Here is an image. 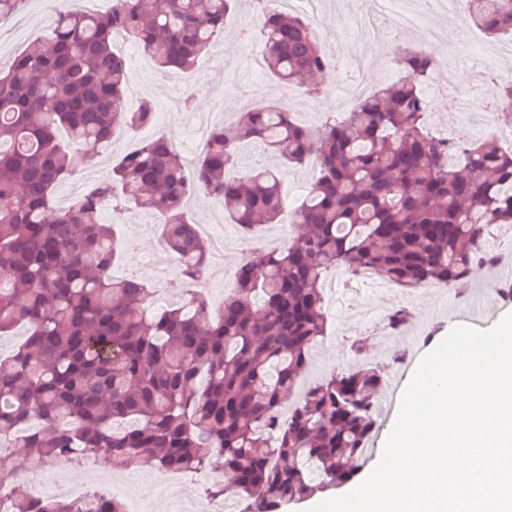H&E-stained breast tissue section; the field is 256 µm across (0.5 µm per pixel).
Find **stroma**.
<instances>
[{"label":"stroma","instance_id":"1","mask_svg":"<svg viewBox=\"0 0 512 512\" xmlns=\"http://www.w3.org/2000/svg\"><path fill=\"white\" fill-rule=\"evenodd\" d=\"M359 2L312 0V6L320 16L317 32L320 43L330 53L340 45L348 46L350 52L338 67L310 77V84L319 86L322 94L312 99L310 107L293 108L292 113L300 123L320 128L326 103L340 97L353 76L363 75L366 83L376 88L400 75L397 63L389 62L386 47L367 36ZM51 9L50 0H27L24 10L14 20L0 21L1 70L8 69L14 57L25 50L31 40L49 35L45 17ZM253 15L250 0H244L240 11L227 19L224 34L214 51L203 55L188 72L175 70L163 74L153 63L139 64L136 45L118 41L115 50L127 59L131 79L140 86L138 99L128 100V107H137L139 100L149 99L154 101L159 116L155 124L138 131L137 135H120L106 150L88 152L86 170L95 172L98 178H107L112 159L123 154L134 139L160 135L171 137L183 161L190 162L199 155L193 144V134L209 112L220 108L231 118L246 104L272 102L284 106L287 89L279 87L269 76H255L250 54L239 40L240 31L246 28ZM451 23L466 26L470 19L464 13L435 16L428 27L407 33L408 47L436 60L445 51L460 48V40L449 37L446 31ZM429 109L433 125L454 139L478 138L484 127L483 117L479 114L471 117L455 115L434 100L430 101ZM260 155L258 147H245L240 157L241 167H248L252 159ZM264 158L270 167L280 171L287 206H297L314 179L313 172L307 168L281 167L278 157L273 154ZM102 219L107 224H118L122 239L133 238L139 244L138 251H123L114 267L115 276L144 278L158 296L157 307L166 308L179 301L190 285L178 271L166 264L167 251L160 240L155 217L129 205L119 211L105 210ZM218 231L225 239L224 274L204 287L209 302L215 304L222 303L229 291L227 282L235 276L238 267L236 246L241 236L240 227L227 219L219 225ZM488 246L500 255L499 264L475 269L460 290L446 288L427 292L416 289L409 305L403 302L402 289L381 288L362 280L329 288L325 293L328 330L312 349L308 380L325 377L364 360L383 367L389 382L403 389L416 369L412 361L414 354L432 349L456 325L458 314L478 306L485 315L484 328L494 326L505 314L512 312V302L505 300L499 292L501 285L512 282V229L502 228L498 238L489 240ZM403 306L410 312L408 322L399 331L389 330L386 326L388 313ZM357 339L364 344V352L360 355L351 346ZM155 474V468L149 466L125 470L102 460L90 471L89 477L95 485L119 488L124 501L143 498L145 512H174L184 487L172 481L160 486L151 484L150 479Z\"/></svg>","mask_w":512,"mask_h":512}]
</instances>
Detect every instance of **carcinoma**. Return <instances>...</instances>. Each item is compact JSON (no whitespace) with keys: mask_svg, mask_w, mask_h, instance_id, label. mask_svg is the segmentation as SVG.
<instances>
[{"mask_svg":"<svg viewBox=\"0 0 512 512\" xmlns=\"http://www.w3.org/2000/svg\"><path fill=\"white\" fill-rule=\"evenodd\" d=\"M240 0H112L111 10L59 14L51 36L0 71V335L24 329L0 355V449L22 448L15 467L75 466L106 459L122 468H218L237 475L228 494L242 512H282L290 502L347 482L379 430L385 374L369 363L303 383L311 348L326 335L322 281L339 269L402 288L469 281L495 265L494 225L512 226V150L494 137L454 142L431 132L422 83L434 61L407 47L404 76L362 97L319 131L269 102L210 128L185 173L167 137L137 141L69 210L55 190L75 176L85 149L154 123L155 105L130 110V70L113 50L124 36L161 69H192L217 44ZM491 37L512 38V0H468ZM263 65L285 87L328 65L315 33L277 6L260 21ZM497 112L512 116V81L498 83ZM246 143L283 167L318 158L317 177L294 208L278 174L254 165L233 176ZM205 194L246 235L262 224L301 230L240 266L213 309L189 290L152 308V289L117 278V236L103 210L127 204L157 215L180 275L207 271L209 246L185 212ZM297 403L284 408L285 396ZM13 512H124L119 498L35 501L11 488Z\"/></svg>","mask_w":512,"mask_h":512,"instance_id":"obj_1","label":"carcinoma"}]
</instances>
